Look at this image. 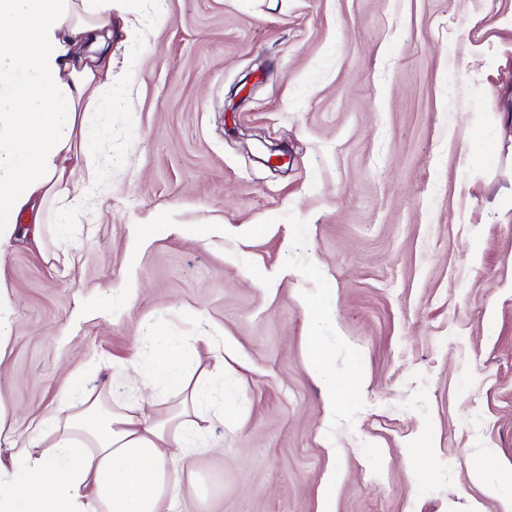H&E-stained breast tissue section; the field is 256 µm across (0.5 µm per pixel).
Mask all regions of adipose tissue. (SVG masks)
Instances as JSON below:
<instances>
[{"label":"adipose tissue","mask_w":512,"mask_h":512,"mask_svg":"<svg viewBox=\"0 0 512 512\" xmlns=\"http://www.w3.org/2000/svg\"><path fill=\"white\" fill-rule=\"evenodd\" d=\"M136 14L142 0H0V246L41 243L21 214L54 203L57 233L69 230L64 202L96 188L88 161L87 119L111 84L112 41L120 34L114 3ZM329 354L311 340L308 364L329 400L360 380L337 382ZM182 346L153 344L154 374L168 377L183 409L172 421L141 405L112 406L104 391L86 393L73 412L51 421L38 451L20 452L22 475L0 461V512H165L199 443L206 392L184 372Z\"/></svg>","instance_id":"1"}]
</instances>
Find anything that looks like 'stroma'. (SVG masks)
<instances>
[{
    "instance_id": "stroma-1",
    "label": "stroma",
    "mask_w": 512,
    "mask_h": 512,
    "mask_svg": "<svg viewBox=\"0 0 512 512\" xmlns=\"http://www.w3.org/2000/svg\"><path fill=\"white\" fill-rule=\"evenodd\" d=\"M120 27L90 237L0 251V455L67 389L175 410L163 336L226 360L171 512H504L470 466L512 469V0H142ZM313 332L361 374L334 408ZM12 306V299L8 287L0 276V357L5 353L10 336V323L7 314Z\"/></svg>"
}]
</instances>
